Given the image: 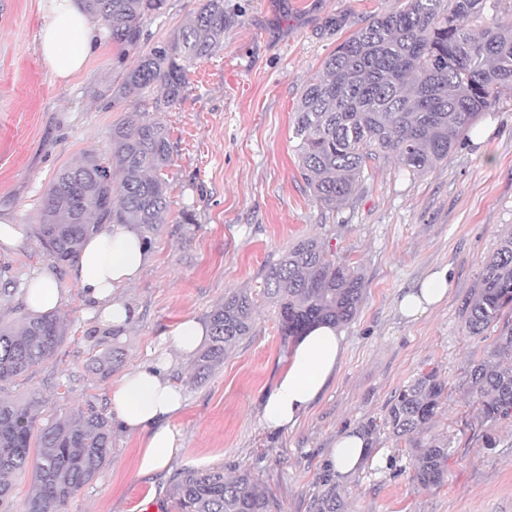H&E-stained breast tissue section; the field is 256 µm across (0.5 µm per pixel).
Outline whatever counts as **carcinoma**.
I'll return each instance as SVG.
<instances>
[{"label":"carcinoma","instance_id":"carcinoma-1","mask_svg":"<svg viewBox=\"0 0 512 512\" xmlns=\"http://www.w3.org/2000/svg\"><path fill=\"white\" fill-rule=\"evenodd\" d=\"M167 0H82L123 50L141 38L144 19L163 13ZM502 0H405L395 11L375 14L325 59L294 112L298 169L315 200L327 208L348 201L371 161L393 157L412 175L444 161L482 113L512 99V23L499 16ZM224 0H203L193 20L154 45L127 71L112 101L148 94L164 112L183 99L194 61L224 42ZM103 156L90 155L62 169L44 198L38 236L53 262L75 261L80 242L106 224H138L153 232L169 208L162 171L172 164L165 125L129 113L112 125ZM116 204L105 206L112 196ZM263 298L274 304L283 339L316 323L343 326L358 312L363 279L355 267L329 257L319 242L301 238L288 247L264 278ZM255 297L224 293L208 315L210 339L198 354L194 377L224 363L228 350L253 329ZM512 314V232L486 260L464 313L469 334L481 335ZM63 340L56 315L27 317L21 329L0 321V382L21 377L49 360ZM512 329L492 356L470 370V387L484 419L512 416ZM434 370L394 395L382 425L413 456V481L428 488L444 482L450 440L424 438L445 396ZM31 404L0 400V503L11 494V474L32 470L35 490L25 512H60L105 466L111 427L93 405L75 418L53 417L36 427ZM41 449L30 461L31 445ZM323 489L310 512H345L336 483ZM175 512H278L276 500L244 471L227 478L221 468L184 469L174 476Z\"/></svg>","mask_w":512,"mask_h":512}]
</instances>
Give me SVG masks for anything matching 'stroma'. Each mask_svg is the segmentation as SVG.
Masks as SVG:
<instances>
[{
  "label": "stroma",
  "instance_id": "1",
  "mask_svg": "<svg viewBox=\"0 0 512 512\" xmlns=\"http://www.w3.org/2000/svg\"><path fill=\"white\" fill-rule=\"evenodd\" d=\"M403 5L224 0L233 21L222 46L191 67L183 99L157 114L147 97L112 104V91L142 54L191 20L199 0H168L163 14L143 21L137 48L104 40L66 82L38 49L41 0H0V217L23 233L16 248L0 251V286L50 267L65 290L58 350L0 384L1 399L41 402L45 417L89 403L108 410L111 386L163 334L183 318L206 319L225 292L262 288L269 266L300 237L318 238L365 282L360 311L342 328L340 370L294 429L273 435L259 423L260 399L289 349L275 308L261 299L251 335L207 380H194L192 360L173 361L185 405L172 420L181 450L169 470L140 474L142 439L113 430L105 466L62 512H174V473L212 468L228 477L251 471L280 512H310L323 458L345 426L365 431L391 460L339 481L349 512H512V416L484 420L469 386L472 365L488 357L503 326L476 337L464 327L482 268L512 230V103L482 114L463 145L421 174H404L387 157L371 162L354 198L333 210L316 202L298 170L293 112L306 83L358 23ZM133 110L156 114L168 130L170 207L150 236L140 282L126 291L136 316L115 336L84 316L80 288L68 268H54L37 227L57 172L107 152L113 124ZM437 264L451 269L446 303L403 319L399 298ZM112 351L120 366L100 372L98 357ZM430 370L446 381L447 396L428 434L448 437L452 448L444 483L425 489L412 480L403 443L381 423L394 394Z\"/></svg>",
  "mask_w": 512,
  "mask_h": 512
}]
</instances>
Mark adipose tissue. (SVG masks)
Wrapping results in <instances>:
<instances>
[{"label":"adipose tissue","mask_w":512,"mask_h":512,"mask_svg":"<svg viewBox=\"0 0 512 512\" xmlns=\"http://www.w3.org/2000/svg\"><path fill=\"white\" fill-rule=\"evenodd\" d=\"M102 30L83 9L80 0H43L40 51L56 78L66 80L81 72ZM146 262V248L135 225L110 224L82 243L70 277L81 289L88 314L100 326L123 328L133 318L125 294L136 284ZM450 269L433 267L416 288L398 301L400 315L414 321L440 308L447 296ZM25 302L33 313L56 310L62 289L48 270L33 271L24 287ZM207 336V326L186 317L169 332L165 343L173 356L195 354ZM346 352L345 336L331 325L307 330L290 347L271 390L262 400L259 419L271 432L293 429L335 379ZM171 358L151 359L129 370L109 392L110 410L120 428L142 436L144 448L139 470L167 468L180 450V438L172 418L185 398L169 374ZM388 464L383 452H372L364 435L351 429L337 434L326 464L336 477L356 474L366 459Z\"/></svg>","instance_id":"1"}]
</instances>
